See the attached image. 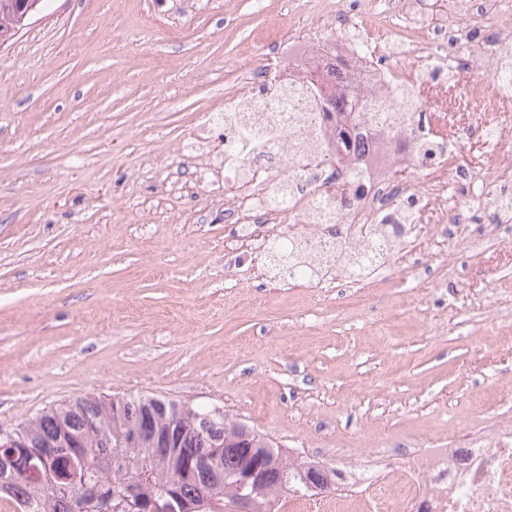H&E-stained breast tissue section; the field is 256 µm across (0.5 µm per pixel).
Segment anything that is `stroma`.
<instances>
[{
	"instance_id": "stroma-1",
	"label": "stroma",
	"mask_w": 512,
	"mask_h": 512,
	"mask_svg": "<svg viewBox=\"0 0 512 512\" xmlns=\"http://www.w3.org/2000/svg\"><path fill=\"white\" fill-rule=\"evenodd\" d=\"M320 0H45L0 47V431L53 404L220 408L290 460L464 448L512 416V240L420 296L273 277L181 150ZM399 311L406 323L386 329Z\"/></svg>"
}]
</instances>
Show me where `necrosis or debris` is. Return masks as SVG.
Listing matches in <instances>:
<instances>
[{
  "label": "necrosis or debris",
  "instance_id": "obj_1",
  "mask_svg": "<svg viewBox=\"0 0 512 512\" xmlns=\"http://www.w3.org/2000/svg\"><path fill=\"white\" fill-rule=\"evenodd\" d=\"M441 16L428 0H333L329 29L289 35L287 55L270 56L258 79L263 94L243 87L223 111L204 114L203 128L225 135L250 127L258 151L225 154L224 221L252 251L267 252L277 226L304 242L315 262H341L345 248L374 231L389 240L387 255L420 268L414 243L461 240L460 256L483 253L512 238V165L503 145L512 125L488 124L489 112L512 110L499 78L512 67V0H445ZM315 79L323 94L347 101L345 115L325 113L307 97L282 98L285 83ZM461 87L470 108L452 139L435 123L447 103L422 96L426 86ZM479 165L464 163L472 144ZM361 177L362 195L341 200L335 154ZM424 171L423 182L396 170ZM291 187L287 209L269 204L281 184ZM330 209L332 235L318 212ZM374 512H512V430L475 429L466 448L407 449Z\"/></svg>",
  "mask_w": 512,
  "mask_h": 512
}]
</instances>
